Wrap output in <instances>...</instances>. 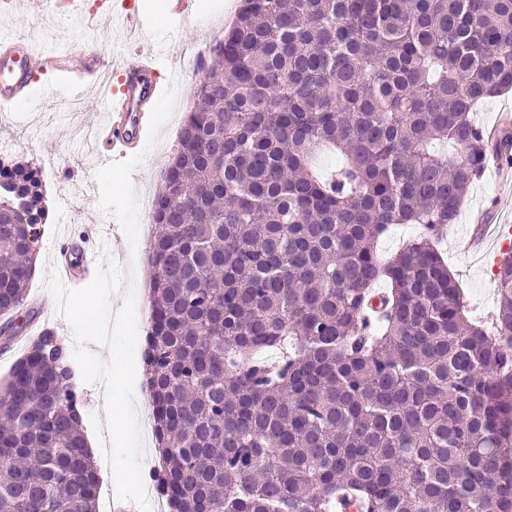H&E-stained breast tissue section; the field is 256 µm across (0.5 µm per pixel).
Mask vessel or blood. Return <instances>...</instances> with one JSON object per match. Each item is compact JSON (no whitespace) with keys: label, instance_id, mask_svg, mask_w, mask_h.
Returning a JSON list of instances; mask_svg holds the SVG:
<instances>
[{"label":"vessel or blood","instance_id":"obj_1","mask_svg":"<svg viewBox=\"0 0 512 512\" xmlns=\"http://www.w3.org/2000/svg\"><path fill=\"white\" fill-rule=\"evenodd\" d=\"M47 9L80 24L91 26L97 19L88 15L82 0H44ZM105 19L115 27L142 29L148 21L134 12L130 0H109ZM155 59L152 55L135 53L119 58L105 55L89 46L66 44L55 51H36L31 38L20 36L0 39V102L11 103L22 109L17 98L19 87L29 85L37 72L57 71L72 73L71 87L82 90L86 84H99L103 77L118 72L119 87L107 90L102 117L96 123L94 147L90 158L95 165H111L116 154L133 143L139 142L149 121L147 105L158 98ZM512 233L507 224H482L469 242L472 251H480L490 241ZM57 270L66 286L77 283V268L96 267L98 254L79 251L77 261H70L66 247H58Z\"/></svg>","mask_w":512,"mask_h":512}]
</instances>
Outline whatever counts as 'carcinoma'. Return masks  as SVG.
<instances>
[{"label":"carcinoma","mask_w":512,"mask_h":512,"mask_svg":"<svg viewBox=\"0 0 512 512\" xmlns=\"http://www.w3.org/2000/svg\"><path fill=\"white\" fill-rule=\"evenodd\" d=\"M210 53L148 257L169 512H512V251L484 321L435 246L512 87V0H244ZM41 174L0 157V310L27 306ZM394 224L421 232L384 259ZM40 342L0 398V512H99ZM508 110L512 114V94L506 93L482 104L478 109L477 117L486 132H490L499 124L502 115Z\"/></svg>","instance_id":"cac0c4a2"}]
</instances>
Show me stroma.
Returning a JSON list of instances; mask_svg holds the SVG:
<instances>
[{
  "label": "stroma",
  "instance_id": "obj_1",
  "mask_svg": "<svg viewBox=\"0 0 512 512\" xmlns=\"http://www.w3.org/2000/svg\"><path fill=\"white\" fill-rule=\"evenodd\" d=\"M134 9L152 16L150 28L127 31L101 23L93 29L72 20L46 15L37 26L27 21L28 2L18 0L15 15L0 18V36L32 37L47 50L79 41L103 51L118 46L126 53L156 54L160 64L158 83H165L180 57L196 52L208 56L215 37L234 22L241 0H192L189 15L178 18L175 0H133ZM57 72L36 77L20 94L24 110L0 106V143H9V156L35 162L42 169L46 194L50 196L48 219L40 227L39 258L29 282L28 299L40 319V331L56 336L66 349L74 341L67 321L56 312V304L44 282L54 265V249L63 235L84 239L93 247L108 246L111 256L123 267L119 288L111 296L112 309H120L127 290L136 293L137 331L135 364L143 366L148 331L149 299L146 289L148 254L153 238V201L161 174L178 146L182 123L176 112L192 105L193 82L172 89L150 109V120L142 143L128 150L112 167L90 164L85 154L83 130L102 109L96 89H86L80 104L49 108L43 88L61 82ZM499 166H485L463 203L456 224L440 239L438 248L455 275L465 302L487 317L496 308L497 287L493 263L472 256L467 243L478 225L512 222V181H500L498 168H512V156L499 157ZM134 395L142 427V474L146 491H154L155 451L152 408L143 376H136Z\"/></svg>",
  "mask_w": 512,
  "mask_h": 512
}]
</instances>
